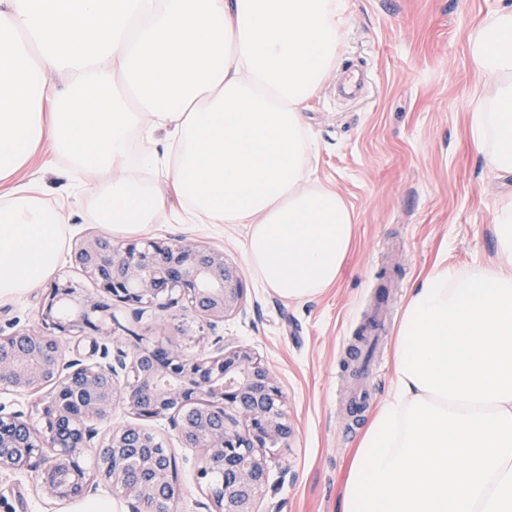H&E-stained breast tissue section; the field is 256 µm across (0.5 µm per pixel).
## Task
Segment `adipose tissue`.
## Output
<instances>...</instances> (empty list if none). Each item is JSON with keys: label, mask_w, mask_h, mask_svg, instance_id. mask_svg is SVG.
I'll return each instance as SVG.
<instances>
[{"label": "adipose tissue", "mask_w": 512, "mask_h": 512, "mask_svg": "<svg viewBox=\"0 0 512 512\" xmlns=\"http://www.w3.org/2000/svg\"><path fill=\"white\" fill-rule=\"evenodd\" d=\"M346 13L347 0H0V300L42 286L63 255L70 208L47 206L26 174L44 150L85 173L75 194L114 237H140L165 211L245 224L263 287L304 300L336 284L354 216L336 190L310 187L302 113L336 67ZM468 47L495 79L471 137L512 174V6ZM159 131L163 151L136 148ZM493 232V265L440 263L412 289L393 389L353 452L340 512H512V198Z\"/></svg>", "instance_id": "ef3b65f1"}]
</instances>
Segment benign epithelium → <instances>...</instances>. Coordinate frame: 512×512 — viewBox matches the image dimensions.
I'll list each match as a JSON object with an SVG mask.
<instances>
[{"label":"benign epithelium","mask_w":512,"mask_h":512,"mask_svg":"<svg viewBox=\"0 0 512 512\" xmlns=\"http://www.w3.org/2000/svg\"><path fill=\"white\" fill-rule=\"evenodd\" d=\"M73 262L115 300L129 306L161 300L184 301L198 315L217 322L239 309L241 273L224 253L177 240H153L118 247L94 236L75 248ZM111 311L100 302L80 299L69 283H57L45 303V331H17L0 336V389L12 388L37 396L42 410L54 414V427L38 433L21 412L0 404V472L31 470L41 493L55 500L90 496L99 484L129 492V459L133 451L147 453L136 443L145 430L119 426L98 443L95 422L112 418L120 400L136 416H159L162 407L147 404L145 395L163 402H201L196 412L220 422V428L189 436L190 415L172 420L182 444L206 448L197 472L208 498L221 512H257L256 496L267 480L266 461L259 448L288 439L290 427L282 410V394L270 370L242 347L222 345L205 358H187L161 344L143 345L131 352L116 347L109 354L99 339ZM88 350L86 359H66L63 342ZM246 428H239V420ZM91 451L98 459L93 481L77 475L75 458ZM224 459V481L213 480L210 461ZM137 502L156 498L172 506L177 487L169 474L140 461Z\"/></svg>","instance_id":"1"}]
</instances>
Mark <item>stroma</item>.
<instances>
[{
  "mask_svg": "<svg viewBox=\"0 0 512 512\" xmlns=\"http://www.w3.org/2000/svg\"><path fill=\"white\" fill-rule=\"evenodd\" d=\"M511 1L348 0L339 62L367 68L366 91L338 99L333 71L303 112L317 143L312 185L336 189L355 216L354 244L335 286L305 301L282 299L246 268L247 225L186 224L164 213L147 238H184L223 252L242 269L241 310L211 327L182 301L139 316L111 304L124 346L138 337L199 358L220 336L226 346L251 350L272 372L291 435L266 455L260 512H339L350 453L368 423L350 422L341 406L354 371L349 346L376 298L392 296L383 358L371 380L378 403L391 389L393 337L419 278L440 261L470 270L494 257L493 216L512 196V175L491 168L470 137L476 99L491 92L494 80L472 67L468 39ZM31 175L51 205L66 200L78 180L61 162L33 166ZM48 292L44 285L0 301V336L42 330ZM112 422L139 423L164 442L177 464L175 512H201L203 449L181 447L166 415L139 421L118 403ZM34 484L31 471L0 474V512H74L75 502L47 499Z\"/></svg>",
  "mask_w": 512,
  "mask_h": 512,
  "instance_id": "stroma-1",
  "label": "stroma"
}]
</instances>
